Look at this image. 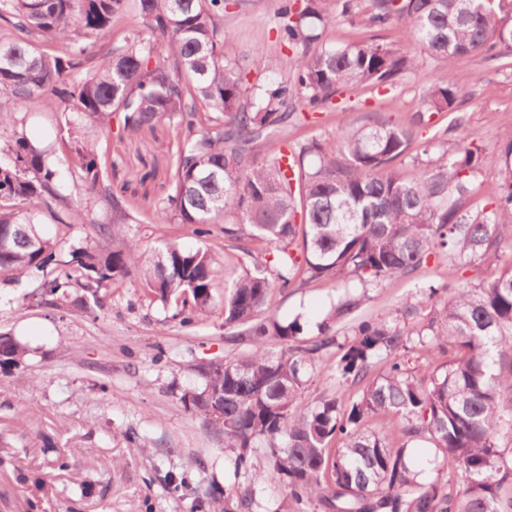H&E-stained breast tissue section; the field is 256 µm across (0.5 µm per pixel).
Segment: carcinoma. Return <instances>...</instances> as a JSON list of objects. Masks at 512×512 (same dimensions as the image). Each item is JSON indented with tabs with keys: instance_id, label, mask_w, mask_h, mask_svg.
<instances>
[{
	"instance_id": "1",
	"label": "carcinoma",
	"mask_w": 512,
	"mask_h": 512,
	"mask_svg": "<svg viewBox=\"0 0 512 512\" xmlns=\"http://www.w3.org/2000/svg\"><path fill=\"white\" fill-rule=\"evenodd\" d=\"M331 0H279V43L303 52L294 71L257 90L240 64L224 56L228 0H0V280L39 281L58 300L79 292V306L98 307L100 292L134 277L183 325L212 312L218 260L188 250L162 226L190 224L200 236L224 225V245L252 256L224 293V327L250 350L200 370L202 386L182 399L210 420L224 414L235 464L268 449L271 479L296 504L323 512H512V262L491 283L457 288L461 268L496 264L512 251V142L498 154L460 142L434 165L410 171L403 156L411 131L383 118L346 132L339 149L319 135L277 144L301 119L348 89L381 87L415 70L407 50L372 40L314 50L335 19ZM139 25L112 39L116 19ZM366 25L405 26L408 41L447 62L419 100L426 112L456 110L465 96L452 67L468 58L503 57L512 49V0H370ZM63 105L74 165L72 183L97 197L96 228L112 249L60 246L43 235L41 208L65 205L56 222L86 224L67 195L52 146L27 136L26 117L48 96ZM181 134L171 193L155 205L156 245L128 237L133 216L128 182H112L98 135L117 126L133 133L157 123ZM508 174L491 208L474 211L470 185L491 169ZM440 249L448 251V284L429 287L393 315L361 320L351 334L334 325L362 296L340 297L314 341L273 309L275 289L309 279L356 278L377 287L410 277ZM434 302L430 312L423 307ZM281 349L273 351L272 344ZM336 349L340 387L302 400L323 354ZM448 353L433 367L420 353ZM26 348L0 334V370L19 368ZM432 445L436 477L412 467L410 442Z\"/></svg>"
}]
</instances>
